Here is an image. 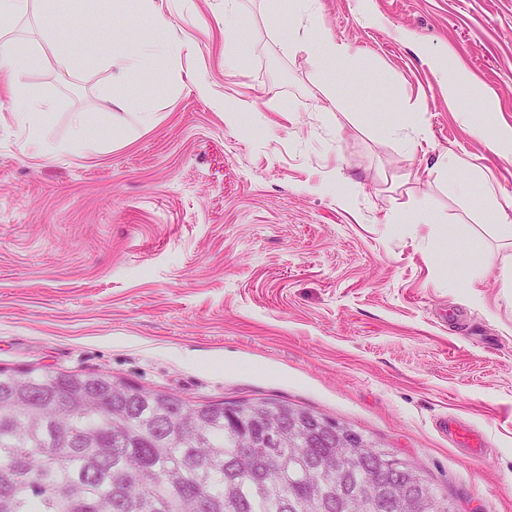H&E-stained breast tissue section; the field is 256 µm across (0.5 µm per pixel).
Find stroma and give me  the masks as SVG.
I'll return each mask as SVG.
<instances>
[{"mask_svg": "<svg viewBox=\"0 0 512 512\" xmlns=\"http://www.w3.org/2000/svg\"><path fill=\"white\" fill-rule=\"evenodd\" d=\"M312 6L364 56L330 98L285 46L299 20L267 0H246L229 29L225 0H164L161 30L107 0H55L47 21L21 23L29 43L47 28L97 58L49 53L25 73L47 113L38 158L0 74V367L107 372L192 403L283 401L386 444L460 512H512V284L496 268L478 297L467 288L469 243L512 255L482 200L491 185L512 205V159L469 129L512 130V0ZM151 38L193 49L116 85ZM243 49L245 67H226ZM273 98L293 114L269 111ZM220 100L253 106L249 125L227 127ZM410 110L428 141L379 133ZM77 112L99 136L75 149ZM452 155L467 162L453 174ZM415 169L422 181L406 180ZM417 209L431 223L392 231ZM452 422L483 436L484 457Z\"/></svg>", "mask_w": 512, "mask_h": 512, "instance_id": "stroma-1", "label": "stroma"}]
</instances>
